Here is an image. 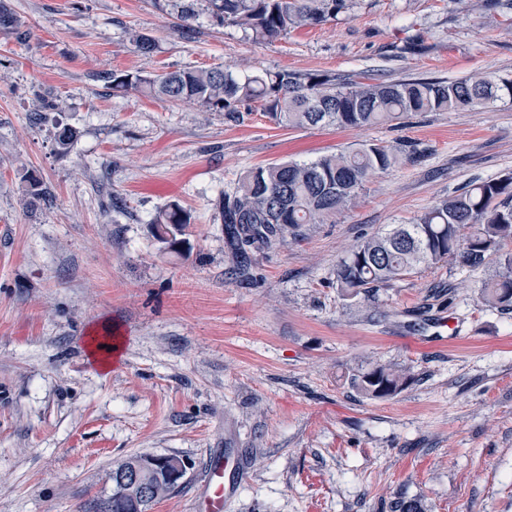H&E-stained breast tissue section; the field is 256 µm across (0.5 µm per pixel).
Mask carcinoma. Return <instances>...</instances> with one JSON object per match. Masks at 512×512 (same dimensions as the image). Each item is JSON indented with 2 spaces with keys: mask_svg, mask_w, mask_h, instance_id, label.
Returning <instances> with one entry per match:
<instances>
[{
  "mask_svg": "<svg viewBox=\"0 0 512 512\" xmlns=\"http://www.w3.org/2000/svg\"><path fill=\"white\" fill-rule=\"evenodd\" d=\"M213 19L235 26L256 41L321 25L350 10L352 0H206ZM19 20L0 0V29L14 30ZM112 89L159 100H190L200 107L238 120L241 107L260 104L274 123L288 128L336 126L360 128L387 124L419 112H448L512 102V80L491 73L456 79H408L361 82L344 75L265 70L240 74L224 69H187L144 76L138 72L107 74ZM415 155L376 143H362L313 161H288L247 170L235 191L224 195L220 210L224 233L240 266L248 265L247 248H270L300 235L306 224L334 221L352 205L366 182ZM190 221L177 203L151 221L159 242L175 247ZM512 177L472 182L461 192L425 211L413 224H399L353 246L336 265V288L355 299L417 272L457 258L469 267L494 260L495 278L483 296L493 308L512 307ZM406 370L377 364L354 374L351 384L372 400L387 399L403 389ZM91 512H128L122 497L93 500Z\"/></svg>",
  "mask_w": 512,
  "mask_h": 512,
  "instance_id": "obj_1",
  "label": "carcinoma"
}]
</instances>
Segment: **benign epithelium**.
Wrapping results in <instances>:
<instances>
[{"instance_id":"1","label":"benign epithelium","mask_w":512,"mask_h":512,"mask_svg":"<svg viewBox=\"0 0 512 512\" xmlns=\"http://www.w3.org/2000/svg\"><path fill=\"white\" fill-rule=\"evenodd\" d=\"M186 465L178 459L150 455L136 465L125 467L112 475L113 488L120 495H129L135 488L140 495L132 498V512H140L142 500L157 493V487L183 477Z\"/></svg>"}]
</instances>
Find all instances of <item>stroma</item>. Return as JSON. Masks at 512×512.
I'll list each match as a JSON object with an SVG mask.
<instances>
[{
  "mask_svg": "<svg viewBox=\"0 0 512 512\" xmlns=\"http://www.w3.org/2000/svg\"><path fill=\"white\" fill-rule=\"evenodd\" d=\"M0 30V512H86L136 454L186 473L151 512H191L211 460L226 512H512V310L486 307L496 263L448 261L347 300L337 261L472 181L512 173V104L405 124L291 129L113 92L105 75L231 66L382 81L512 79V9L486 0H355L267 41L212 22L205 0H9ZM198 18L180 28L182 10ZM152 38L143 54L129 32ZM53 99L61 109L47 112ZM71 128L61 150L55 135ZM359 143L418 158L372 177L332 224L304 225L239 274L220 217L253 167ZM45 192L37 204L28 177ZM176 202L181 246L151 234ZM111 371L88 358L103 322ZM407 366L394 397L350 385Z\"/></svg>",
  "mask_w": 512,
  "mask_h": 512,
  "instance_id": "stroma-1",
  "label": "stroma"
}]
</instances>
